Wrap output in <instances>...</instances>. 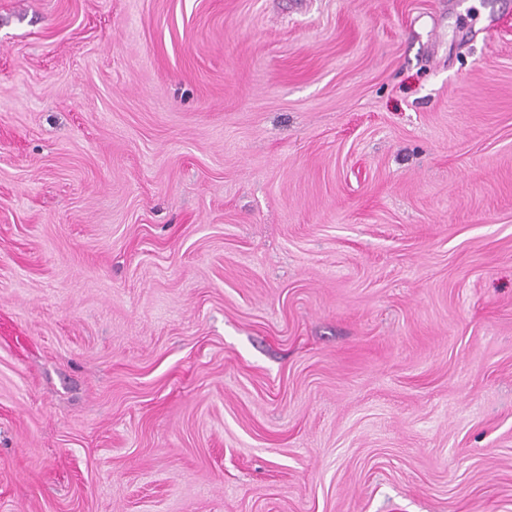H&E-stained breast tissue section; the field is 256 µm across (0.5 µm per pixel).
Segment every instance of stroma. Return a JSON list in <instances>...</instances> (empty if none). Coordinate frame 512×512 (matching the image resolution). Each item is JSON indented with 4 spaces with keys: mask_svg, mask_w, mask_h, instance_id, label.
Returning <instances> with one entry per match:
<instances>
[{
    "mask_svg": "<svg viewBox=\"0 0 512 512\" xmlns=\"http://www.w3.org/2000/svg\"><path fill=\"white\" fill-rule=\"evenodd\" d=\"M0 512H512V0H0Z\"/></svg>",
    "mask_w": 512,
    "mask_h": 512,
    "instance_id": "1",
    "label": "stroma"
}]
</instances>
